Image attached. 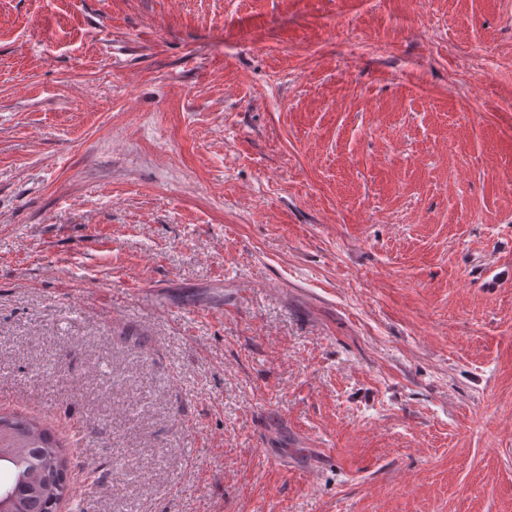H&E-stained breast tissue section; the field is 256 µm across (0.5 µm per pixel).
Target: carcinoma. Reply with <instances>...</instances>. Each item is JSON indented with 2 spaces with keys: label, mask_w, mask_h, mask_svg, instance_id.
<instances>
[{
  "label": "carcinoma",
  "mask_w": 512,
  "mask_h": 512,
  "mask_svg": "<svg viewBox=\"0 0 512 512\" xmlns=\"http://www.w3.org/2000/svg\"><path fill=\"white\" fill-rule=\"evenodd\" d=\"M0 444L21 456L23 466L11 470L14 512H56L64 491L54 488L65 461L60 444L47 427L22 416H0Z\"/></svg>",
  "instance_id": "cac0c4a2"
}]
</instances>
